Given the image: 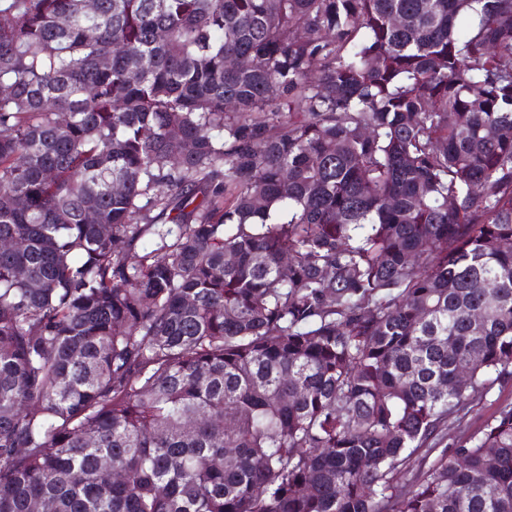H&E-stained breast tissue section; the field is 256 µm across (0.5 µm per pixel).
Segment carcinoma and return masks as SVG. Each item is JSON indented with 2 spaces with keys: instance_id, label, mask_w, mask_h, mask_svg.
I'll return each mask as SVG.
<instances>
[{
  "instance_id": "cac0c4a2",
  "label": "carcinoma",
  "mask_w": 512,
  "mask_h": 512,
  "mask_svg": "<svg viewBox=\"0 0 512 512\" xmlns=\"http://www.w3.org/2000/svg\"><path fill=\"white\" fill-rule=\"evenodd\" d=\"M0 85V512H512L511 404L436 450L512 377V0H0Z\"/></svg>"
}]
</instances>
